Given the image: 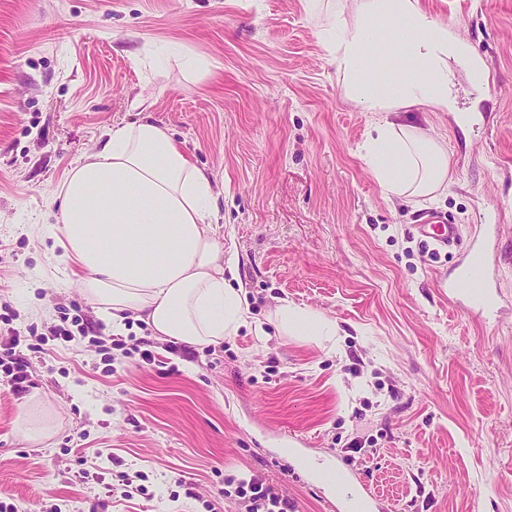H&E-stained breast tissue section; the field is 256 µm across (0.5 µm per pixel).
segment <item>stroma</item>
<instances>
[{
	"instance_id": "1",
	"label": "stroma",
	"mask_w": 512,
	"mask_h": 512,
	"mask_svg": "<svg viewBox=\"0 0 512 512\" xmlns=\"http://www.w3.org/2000/svg\"><path fill=\"white\" fill-rule=\"evenodd\" d=\"M486 61L480 88L451 62L456 113L399 119L438 137L450 182L436 202L388 199L361 157L377 112L344 99L306 0H0V333L42 336L30 392L0 373V507L7 512H238L228 475H254L294 512H347L337 468L385 512H512V264L479 316L448 301L464 250L414 230L436 211L464 236L489 225L512 251V0H421ZM169 46L207 59L204 77ZM142 101L215 183L223 244L258 320L279 301L334 319L339 352L241 328L214 351L153 338L157 363L86 338L59 348L61 316L105 326L75 275L52 271L50 193ZM38 394L56 426L27 442ZM361 442L363 453L352 452Z\"/></svg>"
}]
</instances>
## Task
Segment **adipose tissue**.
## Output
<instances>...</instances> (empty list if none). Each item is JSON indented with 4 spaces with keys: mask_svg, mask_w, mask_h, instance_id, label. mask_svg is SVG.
Instances as JSON below:
<instances>
[{
    "mask_svg": "<svg viewBox=\"0 0 512 512\" xmlns=\"http://www.w3.org/2000/svg\"><path fill=\"white\" fill-rule=\"evenodd\" d=\"M312 4L345 97L363 111L390 115L364 145L373 176L388 198L435 201L448 186L447 150L391 116L417 105L454 111L450 62L465 61L480 86L484 60L420 0ZM53 196L56 221L38 229L55 245L49 263L79 275L113 331L134 318L160 340L197 347L249 324L266 336L262 324H251L242 290L229 277L238 255L216 238L210 175L151 114L108 129L101 149L77 161ZM272 324L282 336L336 345L335 321L300 305L279 303Z\"/></svg>",
    "mask_w": 512,
    "mask_h": 512,
    "instance_id": "1",
    "label": "adipose tissue"
}]
</instances>
